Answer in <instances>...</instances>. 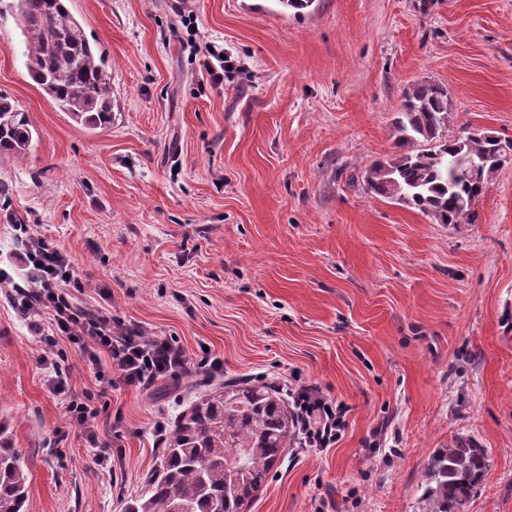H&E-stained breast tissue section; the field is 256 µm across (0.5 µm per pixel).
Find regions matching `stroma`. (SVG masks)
Instances as JSON below:
<instances>
[{
  "label": "stroma",
  "instance_id": "35a3bbf8",
  "mask_svg": "<svg viewBox=\"0 0 512 512\" xmlns=\"http://www.w3.org/2000/svg\"><path fill=\"white\" fill-rule=\"evenodd\" d=\"M0 0V95L37 135L0 154V267L15 227L66 253L78 302L169 336L224 376L318 385L347 410L333 447L290 445L252 512H419L436 449L487 448L470 512H512V163L474 224L368 194L395 149L404 90L448 86L449 131L512 140V0H66L108 64L112 123L73 122L31 79ZM240 68L212 85L191 36ZM75 397L101 389L67 342L47 346L0 288V423L27 512H124L159 463L151 428L203 392L195 371L112 390L97 451L39 364Z\"/></svg>",
  "mask_w": 512,
  "mask_h": 512
}]
</instances>
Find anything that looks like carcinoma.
<instances>
[{"label": "carcinoma", "instance_id": "cac0c4a2", "mask_svg": "<svg viewBox=\"0 0 512 512\" xmlns=\"http://www.w3.org/2000/svg\"><path fill=\"white\" fill-rule=\"evenodd\" d=\"M11 7L23 20L30 77L75 123L91 130L110 126L106 61L66 0H13ZM451 111L445 84L408 87L392 123L395 152L365 169V190L439 224L475 223L476 201L492 175L512 162V141L481 130L452 135ZM32 139L27 114L0 96V153L24 155ZM295 429V415L277 386L226 381L177 416L146 492L127 512H251ZM488 462L487 449L474 441L458 439L438 449L421 482L423 512H470ZM27 497L21 458L0 440V512H26Z\"/></svg>", "mask_w": 512, "mask_h": 512}]
</instances>
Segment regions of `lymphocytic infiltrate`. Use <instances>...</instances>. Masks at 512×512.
Listing matches in <instances>:
<instances>
[{
    "instance_id": "lymphocytic-infiltrate-1",
    "label": "lymphocytic infiltrate",
    "mask_w": 512,
    "mask_h": 512,
    "mask_svg": "<svg viewBox=\"0 0 512 512\" xmlns=\"http://www.w3.org/2000/svg\"><path fill=\"white\" fill-rule=\"evenodd\" d=\"M20 231L16 259L29 274L18 282L0 270V284L9 286L12 305L23 319L34 323L49 317L52 335L74 345L84 365L102 379L114 378L120 384L147 389L158 380L186 371V352L171 337L147 335L135 323L117 330L110 317L83 308L71 294L79 280L67 254L31 233L28 226H21ZM39 362L49 371L52 388L65 401L72 422L89 443L99 445L98 462L108 461L109 446L98 439V409L71 395L67 375L59 371L50 354H42ZM291 398L301 445L327 448L335 444L343 426L342 406L313 385L299 387Z\"/></svg>"
}]
</instances>
